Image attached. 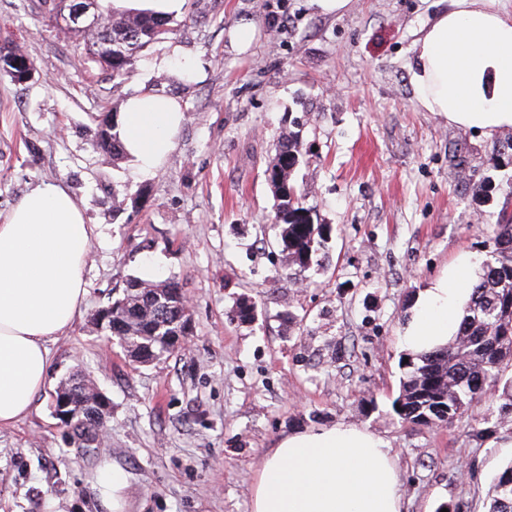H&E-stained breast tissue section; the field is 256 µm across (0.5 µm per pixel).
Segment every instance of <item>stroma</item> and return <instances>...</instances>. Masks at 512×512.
Masks as SVG:
<instances>
[{
  "label": "stroma",
  "instance_id": "1",
  "mask_svg": "<svg viewBox=\"0 0 512 512\" xmlns=\"http://www.w3.org/2000/svg\"><path fill=\"white\" fill-rule=\"evenodd\" d=\"M449 4L351 0L326 15L314 0H183L168 39L115 84L34 0H0V41L35 67L21 84L0 73V218L56 182L95 226L84 311L51 344L32 413L0 429V512H110L96 482L107 463L127 477L123 512H251L284 437L340 424L391 448L403 512H486L512 460L498 392L449 425L393 410L417 292L461 256L484 261L489 224L512 212L501 187L512 166L490 164L512 128L450 124L410 84L413 42ZM243 19L256 35L240 53L229 31ZM145 91L185 111L150 177L92 144L93 115ZM291 132L302 153L292 180L330 228L306 269L279 244L266 175ZM489 175L499 187L480 195ZM132 277L178 281L192 313L186 345L152 364L93 324ZM75 371L112 403L103 447L73 443L53 413Z\"/></svg>",
  "mask_w": 512,
  "mask_h": 512
}]
</instances>
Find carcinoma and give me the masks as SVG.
Here are the masks:
<instances>
[{"label":"carcinoma","instance_id":"carcinoma-1","mask_svg":"<svg viewBox=\"0 0 512 512\" xmlns=\"http://www.w3.org/2000/svg\"><path fill=\"white\" fill-rule=\"evenodd\" d=\"M97 0H37L43 17L58 21L72 6H90ZM98 20L80 30L64 24L61 30L83 43L85 54L112 79L124 78L138 53L171 33L170 19L141 12H104L94 8ZM116 113L96 116L94 146L117 162L126 153L117 132ZM298 139L290 136L276 149L266 175L275 199V223L281 226V241L293 264L310 266L324 242L326 225L316 224L310 211L299 201L291 183L299 163ZM493 249L483 262L482 273L472 286L458 331L448 345L420 355L407 354V372L394 404L399 417L414 424L430 426L451 423L476 404L489 387H502L500 416L512 418V214L502 210L491 225ZM177 281L127 282L119 301L124 307L104 319L97 312L94 323L106 336H115L132 361L145 363L142 352L159 360L174 350L173 336L191 331L190 307ZM89 380L76 373L60 383L63 394L78 397L65 426L83 448L97 443L99 403L89 396ZM487 512H512V460L495 477Z\"/></svg>","mask_w":512,"mask_h":512}]
</instances>
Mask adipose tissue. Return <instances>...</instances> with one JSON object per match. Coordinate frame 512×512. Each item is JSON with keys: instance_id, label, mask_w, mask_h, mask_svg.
<instances>
[{"instance_id": "1", "label": "adipose tissue", "mask_w": 512, "mask_h": 512, "mask_svg": "<svg viewBox=\"0 0 512 512\" xmlns=\"http://www.w3.org/2000/svg\"><path fill=\"white\" fill-rule=\"evenodd\" d=\"M408 72L419 105L448 123L512 128V15L493 0H451L419 31ZM183 120L170 97L127 99L118 131L140 176L159 168ZM93 236L58 183L37 186L0 221V428L31 412L48 379L50 344L81 314ZM471 265L463 257L417 293L403 333L410 351L432 350L457 332ZM251 512H402L392 451L353 425L290 434L264 461Z\"/></svg>"}]
</instances>
